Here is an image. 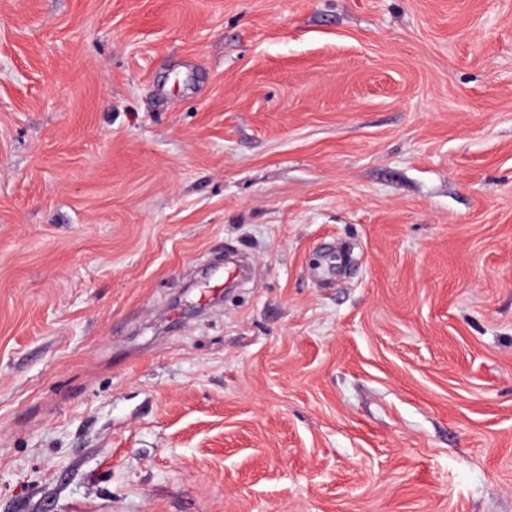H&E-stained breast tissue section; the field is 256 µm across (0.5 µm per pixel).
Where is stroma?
I'll list each match as a JSON object with an SVG mask.
<instances>
[{"label":"stroma","mask_w":512,"mask_h":512,"mask_svg":"<svg viewBox=\"0 0 512 512\" xmlns=\"http://www.w3.org/2000/svg\"><path fill=\"white\" fill-rule=\"evenodd\" d=\"M0 512H512V0H0Z\"/></svg>","instance_id":"35a3bbf8"}]
</instances>
